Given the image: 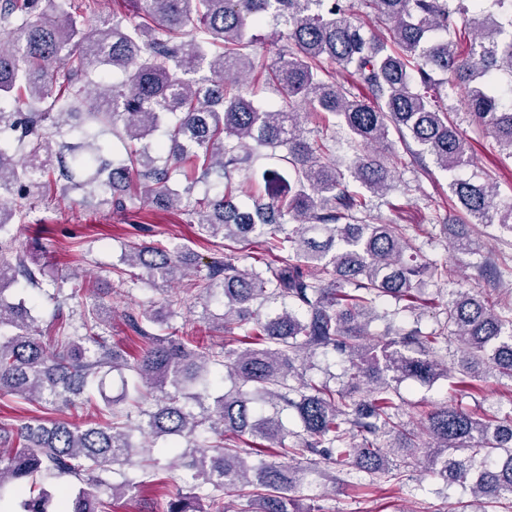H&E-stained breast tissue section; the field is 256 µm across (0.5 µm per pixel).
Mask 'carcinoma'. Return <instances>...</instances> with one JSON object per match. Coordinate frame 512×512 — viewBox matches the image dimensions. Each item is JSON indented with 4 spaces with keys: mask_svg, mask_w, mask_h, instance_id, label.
<instances>
[{
    "mask_svg": "<svg viewBox=\"0 0 512 512\" xmlns=\"http://www.w3.org/2000/svg\"><path fill=\"white\" fill-rule=\"evenodd\" d=\"M68 0H0V235L22 223L21 199L81 190L103 206L116 193L168 207L182 204L171 185L181 164L222 188L196 212L202 237L224 238V256L199 265L194 287L219 304L224 329L243 328L242 346L215 350L195 336L165 335L156 311L128 314L144 341L134 362L119 358L96 331L106 305L79 323L54 297L52 321L39 325L25 299L5 292L23 281L42 287L46 273L0 239V396L44 408L76 406L100 374L130 371L121 396L105 403L103 424L66 422L17 428L20 447L0 451V512H104V475L152 460L167 443L192 489L245 498L258 512H303L289 492L302 461L330 450L332 463L364 473L367 487L394 479L391 466L425 451L431 472L466 489L488 512L512 503V414L499 417L462 404L427 414V446L405 428L393 383H427L451 373L460 396L475 397L493 378L512 382V306L457 287L453 270L419 261L401 224L368 221V195L383 196L398 148L451 176L450 190L471 224L512 228V206L500 208L488 181L461 177L467 143L451 113L478 120L484 135L512 157V0H357L387 25L374 33L351 13L349 0H125L135 19L88 18ZM287 28L288 46L270 67L255 63L247 28L267 18ZM351 84L336 85L330 71ZM121 73L122 79L113 75ZM276 87L280 104L251 96L257 79ZM457 105L446 106L441 93ZM314 118L304 135L302 116ZM352 150L336 158V132ZM398 134L399 142L390 139ZM127 150L112 159L108 136ZM259 147L280 152L263 173L268 200H237L234 172ZM292 223H285V219ZM256 244L254 263L236 264L238 246ZM179 247L142 245L122 261L142 269L156 288L182 277ZM448 284L445 320L424 332L396 324L415 307L423 278ZM393 299L390 311L379 304ZM267 301L281 309L261 313ZM383 316L384 333L369 332ZM457 345L449 370L441 349ZM335 352L347 363L344 390L307 375L308 360ZM129 402L133 410H118ZM293 408L296 443L280 417ZM249 436L282 463L248 460L235 440ZM44 474L73 477L61 497ZM164 512H201L199 496L181 489Z\"/></svg>",
    "mask_w": 512,
    "mask_h": 512,
    "instance_id": "cac0c4a2",
    "label": "carcinoma"
}]
</instances>
